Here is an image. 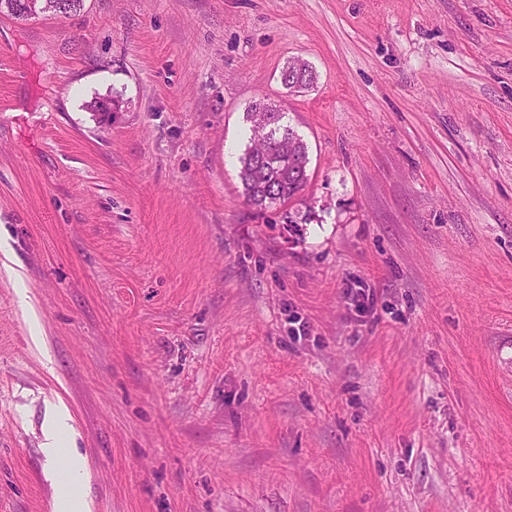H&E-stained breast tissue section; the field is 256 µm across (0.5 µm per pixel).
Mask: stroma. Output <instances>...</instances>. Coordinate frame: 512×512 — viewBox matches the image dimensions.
<instances>
[{"label": "stroma", "instance_id": "35a3bbf8", "mask_svg": "<svg viewBox=\"0 0 512 512\" xmlns=\"http://www.w3.org/2000/svg\"><path fill=\"white\" fill-rule=\"evenodd\" d=\"M51 431L90 512H512V0L0 14V512ZM272 124L267 128L261 124L255 112H268L263 101L253 104L255 112H249L251 122L250 144L241 157L240 179L247 202L260 211L282 205L299 195L308 180L307 146L289 126L281 124L285 117L275 105L267 104ZM282 130V131H281ZM281 140H290L294 144L292 153H283ZM266 148L265 155L260 156ZM270 184L273 194L267 193L264 186Z\"/></svg>", "mask_w": 512, "mask_h": 512}]
</instances>
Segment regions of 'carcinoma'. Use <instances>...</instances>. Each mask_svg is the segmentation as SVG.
<instances>
[{
    "instance_id": "cac0c4a2",
    "label": "carcinoma",
    "mask_w": 512,
    "mask_h": 512,
    "mask_svg": "<svg viewBox=\"0 0 512 512\" xmlns=\"http://www.w3.org/2000/svg\"><path fill=\"white\" fill-rule=\"evenodd\" d=\"M272 124L265 127L258 114L248 113L250 144L241 157L240 179L247 202L260 211L282 205L299 195L308 180L307 146L275 105L268 106Z\"/></svg>"
}]
</instances>
